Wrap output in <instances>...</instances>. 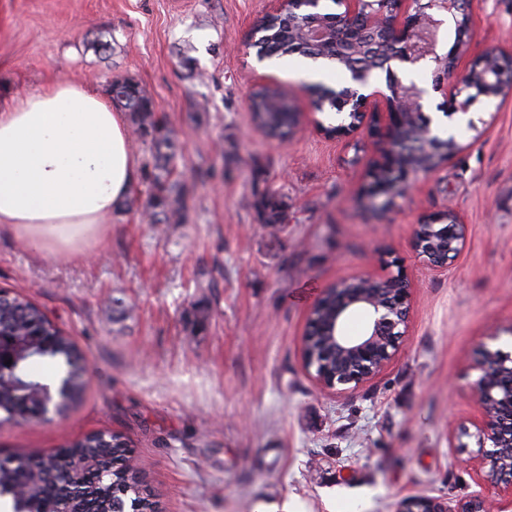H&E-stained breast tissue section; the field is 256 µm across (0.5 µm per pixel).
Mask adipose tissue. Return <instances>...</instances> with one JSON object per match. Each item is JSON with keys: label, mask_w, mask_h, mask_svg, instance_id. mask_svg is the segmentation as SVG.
Wrapping results in <instances>:
<instances>
[{"label": "adipose tissue", "mask_w": 512, "mask_h": 512, "mask_svg": "<svg viewBox=\"0 0 512 512\" xmlns=\"http://www.w3.org/2000/svg\"><path fill=\"white\" fill-rule=\"evenodd\" d=\"M135 172L121 113L83 86L61 81L0 106V227L38 251L98 243Z\"/></svg>", "instance_id": "ef3b65f1"}]
</instances>
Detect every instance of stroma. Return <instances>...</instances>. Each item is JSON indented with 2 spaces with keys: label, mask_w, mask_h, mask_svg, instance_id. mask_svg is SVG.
<instances>
[{
  "label": "stroma",
  "mask_w": 512,
  "mask_h": 512,
  "mask_svg": "<svg viewBox=\"0 0 512 512\" xmlns=\"http://www.w3.org/2000/svg\"><path fill=\"white\" fill-rule=\"evenodd\" d=\"M273 0H0V85L68 81L111 97L136 80L176 139L185 218L153 224L148 141L128 125L129 192L89 255L51 256L0 230V289L37 303L90 363L82 399L47 421L0 422V454L41 452L105 431L123 436L161 512H395L410 495L475 491L459 426L477 408L473 369L491 325L512 328V95L480 98L452 127L462 148L412 178L387 210L362 197L366 133L310 124L307 77L289 57L258 63L250 35ZM468 52L512 53V0H473ZM433 62L400 65L443 121ZM278 78L303 120L285 141L256 128L254 73ZM276 193L284 221L263 223ZM448 208L466 246L428 269L413 229ZM399 259L412 308L399 351L362 387L320 390L300 342L322 292L388 276ZM121 311H114V304ZM205 306L194 323L193 305Z\"/></svg>",
  "instance_id": "35a3bbf8"
}]
</instances>
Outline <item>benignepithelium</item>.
<instances>
[{"label":"benign epithelium","mask_w":512,"mask_h":512,"mask_svg":"<svg viewBox=\"0 0 512 512\" xmlns=\"http://www.w3.org/2000/svg\"><path fill=\"white\" fill-rule=\"evenodd\" d=\"M386 0H342L344 11L334 17L322 18L311 14L301 22L303 41L319 44L325 53L344 52L358 47L370 36L380 37V54L387 62L414 64L431 59L435 63L434 88H450L446 115L468 114L480 97L512 91V56L500 53L498 76L483 70L486 53L469 64L461 65L471 31V0H395L392 7ZM452 19L459 40L456 51L445 56L437 54L433 34L424 26L428 19ZM368 76L358 73L351 85L331 97L336 108L337 122L326 131L321 122L317 127L333 138H349L367 131L377 146L378 155L369 172L363 197L369 206L385 210L402 186L422 173L418 168L399 169L393 165V144L415 122L414 132L425 139L433 152L441 153V161L461 149L448 150L441 146L442 133L433 127V119L423 112L422 90L416 85H404L394 70L387 74L390 94L368 91ZM466 89L475 93L462 96ZM383 100L386 111H376V102ZM387 171L388 181L376 183V175ZM467 240V224L456 211L427 216L415 225L411 247L422 261L434 270H446L463 251ZM352 288L336 289V305L332 317L323 325L316 323L314 311L328 297L324 290L309 313L301 339V358L309 375L323 389L339 385L358 388L379 375L399 350L404 327L411 308V287L397 272L386 277L359 274L344 280ZM362 310L367 323L361 335L351 338L344 334V323L355 311ZM317 341L324 355L336 362V374L328 375L317 365L310 350ZM41 338L28 337V342L6 341L0 336V377L14 370L7 360L38 344ZM477 377L470 383L472 401L478 408V418L472 422L475 432L462 426L459 435L473 438L479 448L473 459L465 460V468L473 471L479 490L453 502L424 496L402 499L396 512H512V348L484 345L482 355L474 365ZM69 394L66 381L42 387V406L36 415L45 420L56 413L57 404Z\"/></svg>","instance_id":"1"}]
</instances>
